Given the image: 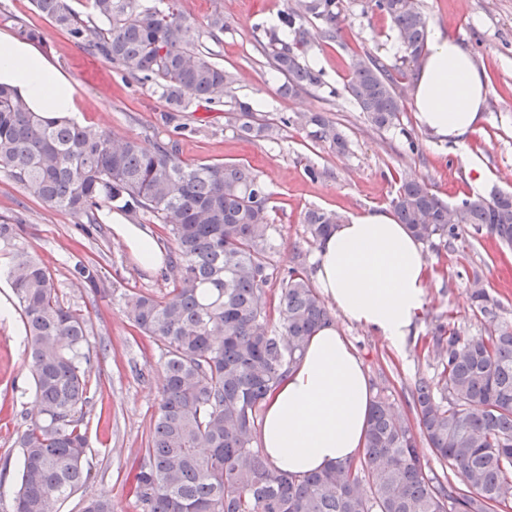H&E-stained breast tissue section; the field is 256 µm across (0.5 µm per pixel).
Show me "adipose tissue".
Segmentation results:
<instances>
[{"instance_id":"1","label":"adipose tissue","mask_w":512,"mask_h":512,"mask_svg":"<svg viewBox=\"0 0 512 512\" xmlns=\"http://www.w3.org/2000/svg\"><path fill=\"white\" fill-rule=\"evenodd\" d=\"M0 82L20 91L31 110L62 116L74 91L26 43L0 34ZM487 84L471 55L434 30L413 92L421 125L465 147L482 120ZM316 285L346 321L400 347L426 305L427 269L421 244L382 209L365 212L321 238ZM360 358L336 323L317 329L303 356L263 404L259 446L271 467L290 475L322 471L359 456L371 410Z\"/></svg>"}]
</instances>
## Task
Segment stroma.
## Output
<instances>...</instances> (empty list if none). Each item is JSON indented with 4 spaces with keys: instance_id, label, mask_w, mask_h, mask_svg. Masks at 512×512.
I'll list each match as a JSON object with an SVG mask.
<instances>
[{
    "instance_id": "obj_1",
    "label": "stroma",
    "mask_w": 512,
    "mask_h": 512,
    "mask_svg": "<svg viewBox=\"0 0 512 512\" xmlns=\"http://www.w3.org/2000/svg\"><path fill=\"white\" fill-rule=\"evenodd\" d=\"M421 2L430 28H441L469 51L488 85L483 120L464 152L420 126L412 94L418 67L401 62L389 20L371 10L369 0H342L340 38L316 41L309 52V61L324 72V85L316 91L281 95V77L257 50L267 29L279 26L286 0H223L226 29L220 42L211 46L215 60L236 76L234 96L255 104L258 118L274 122L295 112L325 113L347 134L349 149L342 154L312 142L298 125L280 127L271 139L239 136L224 106L179 112L174 123H166L165 104L151 84L123 78L111 63L36 13L31 0H0V32L14 34L20 22L39 29L44 37L40 54L75 90L79 124L139 139L149 148L167 139L173 124L179 123L188 128L179 138L183 161L251 166L271 193L275 278L266 296L274 302L278 279L289 269L314 272L316 244L303 222L307 210H333L349 219L370 208L389 207L404 172L425 180L435 194L454 204L470 195L475 165L487 172L491 186L512 191V0ZM365 52L394 68L402 94L398 129L372 127L345 91L353 55ZM410 135L418 139L420 153L409 151ZM311 166L322 171V178L314 181L307 176ZM0 214L27 224L29 248L48 265L60 297L88 319L91 362L86 376L92 404L83 427L91 478L60 512H80L82 500L92 496L111 498L115 512H137L134 475L157 415L164 373L160 349L131 326L123 296L131 291L164 294L169 289V267L140 265L113 228L114 223L132 221L128 215L102 211L103 234L88 237L75 217L25 193L1 173ZM422 252L429 273L427 304L402 347L393 348L362 327L342 326L373 391H386L395 412L408 420L413 417L414 380L433 376L437 368L431 341L435 325L451 320L472 334L482 328L470 299L473 274H481L485 288L500 300L499 320L512 323V248L474 233L453 248L438 250L426 244ZM75 254L97 263L109 295H93L73 278L67 259ZM0 304L8 308L0 313V464L9 465L0 478V512H11L21 464L19 438L26 415L33 411L34 384L18 301L1 276Z\"/></svg>"
}]
</instances>
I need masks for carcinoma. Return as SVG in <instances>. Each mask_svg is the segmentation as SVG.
Listing matches in <instances>:
<instances>
[{"mask_svg": "<svg viewBox=\"0 0 512 512\" xmlns=\"http://www.w3.org/2000/svg\"><path fill=\"white\" fill-rule=\"evenodd\" d=\"M83 19L67 0H32L36 10L128 79L150 82L168 112L202 103L221 106L235 75L201 49L220 41L224 12L215 6L204 31L177 7L141 0H91ZM396 34L400 59L417 63L427 50L429 17L420 0H370ZM341 0H289L280 29L268 30V65L284 77L279 91L293 97L324 85L306 62L308 24L334 40ZM357 109L379 130L400 125L401 94L389 70L366 53L351 63L346 84ZM235 129L271 138L279 124L256 118L235 101ZM316 143L342 154L348 138L322 112L280 117ZM0 172L24 192L97 231L107 205L133 217L153 216L176 244L171 287L160 297L131 292L129 321L162 351L164 385L133 495L139 512H506L512 508V325L497 321L499 302L474 276L470 294L484 331L467 333L440 322L432 332L437 373L414 382L415 424L393 413L384 397L372 402L362 459L338 462L302 478L275 472L254 447L263 402L301 356L309 336L330 312L306 273L280 279L275 305L282 332L269 324L264 287L270 256L271 195L240 163H187L178 141L147 149L133 139L67 117L33 112L18 90L0 83ZM391 207L398 222L423 244L481 231L512 246V192L463 198L457 223L448 203L425 181L403 175ZM313 240L343 223L310 209ZM27 227L0 215V253L23 314L37 412L19 438L22 465L12 512H59L87 484V439L81 425L90 402L83 369L88 324L65 304L50 270L27 251ZM73 275L95 294L108 293L98 267L86 259ZM424 440L437 472L420 455ZM461 475L456 484L448 473ZM82 512H114L112 500L90 497Z\"/></svg>", "mask_w": 512, "mask_h": 512, "instance_id": "cac0c4a2", "label": "carcinoma"}]
</instances>
